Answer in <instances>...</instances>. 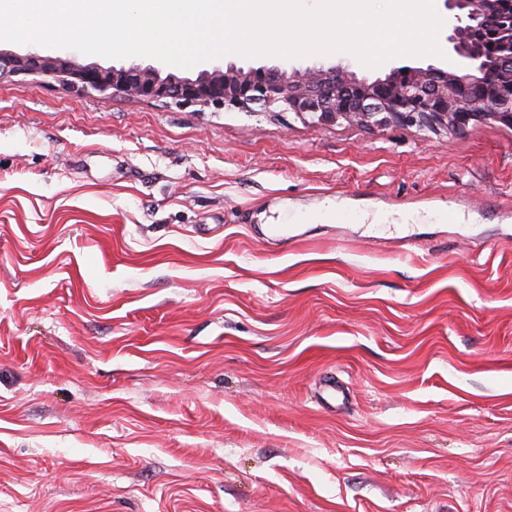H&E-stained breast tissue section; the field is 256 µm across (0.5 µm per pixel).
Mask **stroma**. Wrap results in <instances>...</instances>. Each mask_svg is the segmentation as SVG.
<instances>
[{"label": "stroma", "mask_w": 512, "mask_h": 512, "mask_svg": "<svg viewBox=\"0 0 512 512\" xmlns=\"http://www.w3.org/2000/svg\"><path fill=\"white\" fill-rule=\"evenodd\" d=\"M0 512H512V130L0 79Z\"/></svg>", "instance_id": "stroma-1"}]
</instances>
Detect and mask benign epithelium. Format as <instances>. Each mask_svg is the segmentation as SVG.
<instances>
[{
  "label": "benign epithelium",
  "mask_w": 512,
  "mask_h": 512,
  "mask_svg": "<svg viewBox=\"0 0 512 512\" xmlns=\"http://www.w3.org/2000/svg\"><path fill=\"white\" fill-rule=\"evenodd\" d=\"M456 20L448 54L459 64L393 67L374 79L336 67L280 65L204 69L194 77L154 66L104 67L0 48V79L44 75L104 98L172 100L201 107L292 112L314 123L420 126L463 132L484 123L512 129V0H442Z\"/></svg>",
  "instance_id": "7a95c632"
}]
</instances>
